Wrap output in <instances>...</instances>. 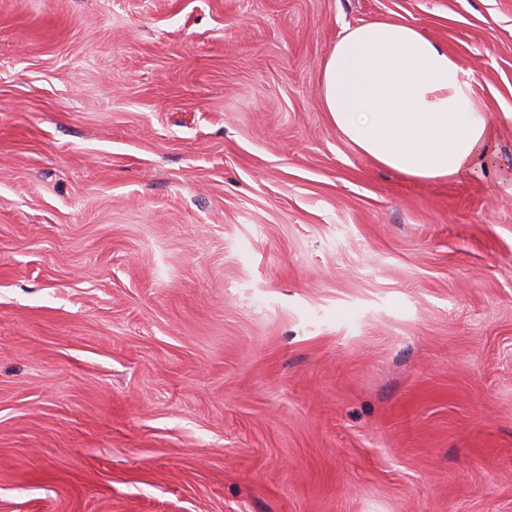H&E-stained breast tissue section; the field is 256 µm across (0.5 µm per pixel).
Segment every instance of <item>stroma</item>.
Instances as JSON below:
<instances>
[{"label":"stroma","instance_id":"stroma-1","mask_svg":"<svg viewBox=\"0 0 512 512\" xmlns=\"http://www.w3.org/2000/svg\"><path fill=\"white\" fill-rule=\"evenodd\" d=\"M372 19L486 166L331 123ZM509 112L512 0H0V512H512ZM319 94L348 141L406 177L463 178L488 156L495 128L472 79L406 22L347 26L323 60Z\"/></svg>","mask_w":512,"mask_h":512}]
</instances>
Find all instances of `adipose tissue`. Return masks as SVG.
<instances>
[{"instance_id": "adipose-tissue-1", "label": "adipose tissue", "mask_w": 512, "mask_h": 512, "mask_svg": "<svg viewBox=\"0 0 512 512\" xmlns=\"http://www.w3.org/2000/svg\"><path fill=\"white\" fill-rule=\"evenodd\" d=\"M319 94L348 141L406 177L462 178L489 153L494 125L471 78L406 22L346 27L323 60Z\"/></svg>"}]
</instances>
